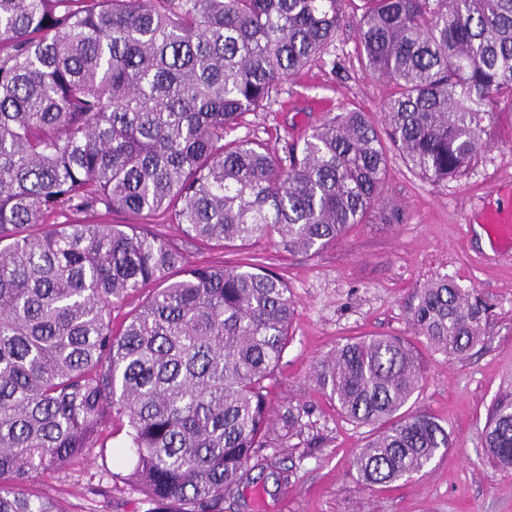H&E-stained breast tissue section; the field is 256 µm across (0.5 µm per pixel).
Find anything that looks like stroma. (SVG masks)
<instances>
[{"label":"stroma","mask_w":512,"mask_h":512,"mask_svg":"<svg viewBox=\"0 0 512 512\" xmlns=\"http://www.w3.org/2000/svg\"><path fill=\"white\" fill-rule=\"evenodd\" d=\"M345 10L348 21L328 53L285 80L270 107L248 114L237 136H258L280 154L323 120L315 102L380 113L390 87L361 69L356 0ZM492 139L464 176L438 184L390 155L382 198L403 208V223L355 225L312 256L265 241L250 247L287 284L296 312L293 339L271 383L272 420L282 427L293 408L303 427L277 451L287 483L253 469L225 512H512V470L491 464L482 438L495 402L512 394V251H486L475 230L481 209L512 190V108L500 112ZM444 275L490 306L484 340L458 359L432 351L411 323L419 290ZM365 335L397 336L414 347L423 379L405 411L433 417L453 439L424 472L387 487L366 485L352 467L369 427L345 418L312 380L323 355ZM111 484L97 459L74 463L37 488L66 512H142L137 495Z\"/></svg>","instance_id":"obj_1"}]
</instances>
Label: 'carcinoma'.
<instances>
[{"instance_id":"1","label":"carcinoma","mask_w":512,"mask_h":512,"mask_svg":"<svg viewBox=\"0 0 512 512\" xmlns=\"http://www.w3.org/2000/svg\"><path fill=\"white\" fill-rule=\"evenodd\" d=\"M341 2L0 0V512H63L30 486L104 455L121 430L111 477L144 512H224L268 465V382L295 314L285 282L250 262L190 265L138 224L68 216H156L198 246L271 239L310 255L366 223L389 152L439 183L491 147L512 107V0H362L359 65L393 87L380 121L343 105L281 156L231 137L336 40ZM487 315L442 276L411 321L458 357ZM314 378L375 428L354 462L366 484L418 474L449 447L430 416L400 414L422 380L404 341H348ZM483 439L511 470V396Z\"/></svg>"}]
</instances>
